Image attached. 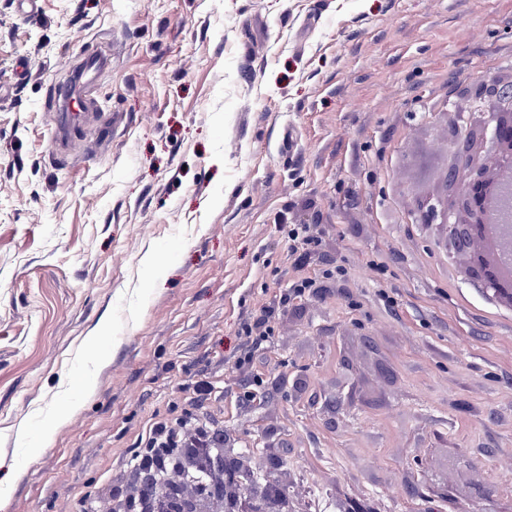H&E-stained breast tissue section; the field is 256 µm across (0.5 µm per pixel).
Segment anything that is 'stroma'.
<instances>
[{
    "label": "stroma",
    "mask_w": 512,
    "mask_h": 512,
    "mask_svg": "<svg viewBox=\"0 0 512 512\" xmlns=\"http://www.w3.org/2000/svg\"><path fill=\"white\" fill-rule=\"evenodd\" d=\"M94 53L92 117L62 124ZM511 71L512 0H0V512H112L185 409L261 474L275 431L296 512H512V311L415 220L408 159ZM284 222L321 245L289 255ZM77 374L92 392L28 456L18 429ZM433 474L447 500L420 498ZM272 312L266 311L253 324L245 323L241 327V336H245L247 342L254 344L256 338L266 339L274 333V327L271 325Z\"/></svg>",
    "instance_id": "obj_1"
}]
</instances>
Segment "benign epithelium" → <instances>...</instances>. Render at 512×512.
I'll use <instances>...</instances> for the list:
<instances>
[{
  "mask_svg": "<svg viewBox=\"0 0 512 512\" xmlns=\"http://www.w3.org/2000/svg\"><path fill=\"white\" fill-rule=\"evenodd\" d=\"M470 107L448 108L445 119L452 155L437 181L414 196L412 213L444 238L448 255L466 261L471 282L487 294L500 292L496 271L472 258V244L486 225H498L512 264V77L479 81L460 92ZM203 469L207 493L197 491L193 471ZM243 458L211 449L200 463L195 456L181 463V478L165 482L143 512H294L288 499L272 491L244 497Z\"/></svg>",
  "mask_w": 512,
  "mask_h": 512,
  "instance_id": "1",
  "label": "benign epithelium"
}]
</instances>
